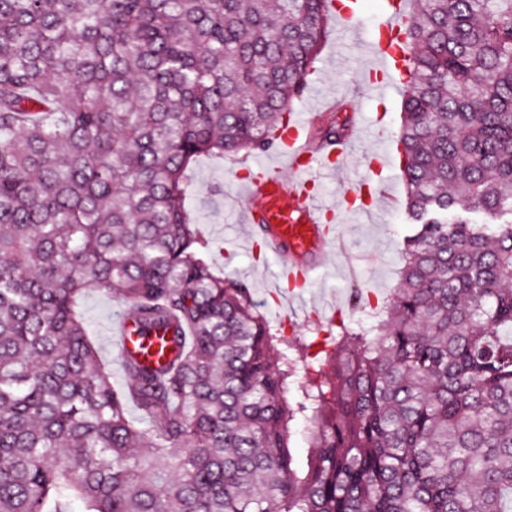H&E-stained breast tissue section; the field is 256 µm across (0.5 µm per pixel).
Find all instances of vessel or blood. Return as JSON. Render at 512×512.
<instances>
[{"instance_id": "b4317fda", "label": "vessel or blood", "mask_w": 512, "mask_h": 512, "mask_svg": "<svg viewBox=\"0 0 512 512\" xmlns=\"http://www.w3.org/2000/svg\"><path fill=\"white\" fill-rule=\"evenodd\" d=\"M383 23L368 52L379 60L368 77L371 87L395 83L405 68V55L399 42L405 18V0H381ZM304 121L283 130L278 148L286 154L294 171L301 177L291 180L270 168L253 165L246 180L247 221L264 229V244L276 256L283 271L284 283L309 282L312 271L325 260V247L335 236V216L323 212L311 195V187L320 177L339 169L347 156L346 141H331L327 146H312L300 135ZM386 191L376 190L371 182L356 185L347 194V209L358 211L386 198Z\"/></svg>"}]
</instances>
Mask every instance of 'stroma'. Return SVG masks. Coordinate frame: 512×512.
<instances>
[{
    "mask_svg": "<svg viewBox=\"0 0 512 512\" xmlns=\"http://www.w3.org/2000/svg\"><path fill=\"white\" fill-rule=\"evenodd\" d=\"M359 3L358 26L345 29L331 22L330 37L313 64L295 109L307 113L305 136L313 142L319 139L322 116L336 102L353 109L356 123L365 129L381 124L390 132L382 146L366 136L357 140L339 173L324 178L317 186L320 204L343 206L348 191L363 179L385 182L390 198L387 206L373 216L350 213L338 224L336 257L330 267L314 273L302 290V300L283 295L278 286L279 263L271 254L260 252L255 243L257 229L246 224L243 215L240 179L246 168L257 162L285 175L289 172L285 158L273 151L221 159L203 155L187 169L185 207L208 241L217 270L248 284L261 311L273 321L292 325L296 336L314 335L318 324L331 319L330 308L334 305L339 306L345 319L365 322L366 309L358 302V294L382 298L393 293L399 282L404 241L413 233L406 220V185L396 148L405 86L400 83L377 92L365 84V73L377 61L364 53L362 44L377 36L379 14L377 0ZM382 149L388 154L389 164L377 174L368 161ZM79 307L101 360L111 366L114 380H121V368L110 341V328L120 315L118 303L112 297L93 293L82 298Z\"/></svg>",
    "mask_w": 512,
    "mask_h": 512,
    "instance_id": "obj_1",
    "label": "stroma"
}]
</instances>
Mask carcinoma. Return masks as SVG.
<instances>
[{
    "label": "carcinoma",
    "mask_w": 512,
    "mask_h": 512,
    "mask_svg": "<svg viewBox=\"0 0 512 512\" xmlns=\"http://www.w3.org/2000/svg\"><path fill=\"white\" fill-rule=\"evenodd\" d=\"M411 2L398 288L288 337L184 173L275 144L331 0H0V512H512V0ZM79 307L88 321L91 335L95 336L101 360L112 366L113 381L119 383L122 374L116 353L121 362L122 356L131 348L127 316H120L119 304L112 297L99 293L82 298ZM116 319V328H112V335L115 337H112L111 344L110 328Z\"/></svg>",
    "instance_id": "carcinoma-1"
}]
</instances>
